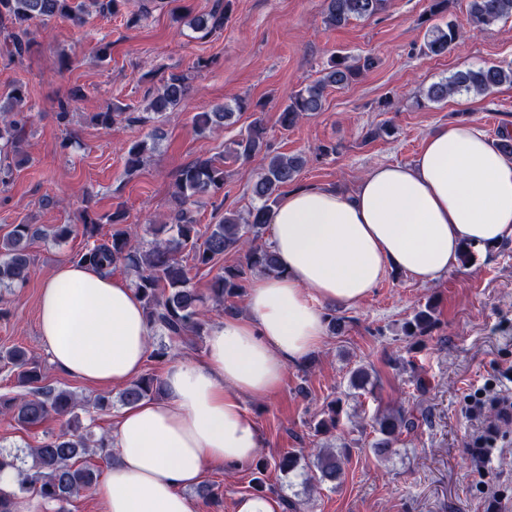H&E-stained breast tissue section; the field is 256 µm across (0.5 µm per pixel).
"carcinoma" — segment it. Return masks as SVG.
Returning <instances> with one entry per match:
<instances>
[{
  "instance_id": "obj_1",
  "label": "carcinoma",
  "mask_w": 512,
  "mask_h": 512,
  "mask_svg": "<svg viewBox=\"0 0 512 512\" xmlns=\"http://www.w3.org/2000/svg\"><path fill=\"white\" fill-rule=\"evenodd\" d=\"M387 0H323L325 24L333 29L346 26L352 20H369L379 14ZM449 0H428V6L419 17V24L428 28L429 37L421 47L426 55L441 56L450 52L461 37L458 26L448 21L441 26L436 20L448 16ZM126 0H0V22L4 37L0 54L12 61H20L31 46V27L46 24L53 19L69 20L81 24L83 16L93 8L104 15H118ZM229 8L227 0H216L212 11L206 15L179 14L176 19L195 32L209 35L224 27ZM512 18V0H469L467 21L471 28L483 31L490 26ZM375 66L370 56H353L334 52L322 69L320 77L288 95L287 103L279 113L280 126L288 130L305 117L324 110L325 92L331 87H347ZM190 77L172 73L156 93L149 97L145 114L134 116L126 109L114 105L97 112L92 120L112 128L122 122H157L173 111L189 92ZM512 85V64L502 67H480L453 74L450 78L431 84L425 99L442 103L454 94L475 93L489 96L499 87ZM28 96L25 85L18 83L0 99V149L19 152L28 116L19 109ZM261 107L244 97L233 103L217 106L209 112L196 114L194 121L200 132L211 131L234 123V118L248 110ZM151 150L148 142L139 141L127 152L126 165L132 171L141 166L144 155ZM226 153L237 161L259 160L258 172L251 186V195L257 204L248 209L247 216L227 210L217 224L203 228L198 224L193 206L201 195L214 197L224 193L228 173L224 165L212 159H200L183 168L177 177L173 193V208L157 232L167 234L164 239L143 243L134 239L123 224L124 213H112V234L106 240L93 242L78 261L87 263L97 271L109 275L121 265L135 275V290L143 303V310L150 331L165 336L171 342L194 346L204 335L205 322L201 310L202 299L190 287L188 257L196 266H213L225 255L234 252L242 255L235 264H226L212 279L209 291L214 302L223 307L224 314H238L237 300L246 291V283L253 272L266 275L281 273L277 256L263 242L268 224L267 215L278 203L282 189L294 182L299 171L307 164L301 154L292 156L274 152L266 139V129L260 119H255L246 132L235 139ZM82 223L62 224L55 228L54 237L65 239L75 232L88 238L97 235L99 220L88 209L81 213ZM35 235L32 225L17 224L0 237V287L10 289L26 282L31 271V258L27 242ZM436 307L430 301L419 308L413 318L403 326V334L420 338L430 336L438 327ZM0 359L11 365L17 383L29 388L23 395H0V414L10 417L22 429L38 427L50 418L65 420L66 428L50 434L25 455L19 452H0V472L13 469L17 484L10 490L0 488V512H17L23 495L39 497L47 503H63L82 492L93 489L101 471L90 462L97 455L112 463L111 443L107 436L95 437L83 425L77 414L81 409L88 413L104 412L111 402L98 396L81 403L67 389L43 383L41 364L29 351L14 347ZM375 386L371 371L359 365L349 372V387L372 392ZM165 395L163 379L154 373L141 375L129 383L121 393L125 406H133L145 399H159ZM340 400L327 402L314 424L316 434H334L340 424ZM418 426V419L405 410L376 411L371 428L374 441L371 450L385 459L394 452V446L403 433ZM349 446H323L311 456L304 457L287 452L274 462L275 469L287 476L300 462H305L317 484L336 486L344 475Z\"/></svg>"
}]
</instances>
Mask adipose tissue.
<instances>
[{
    "label": "adipose tissue",
    "instance_id": "adipose-tissue-1",
    "mask_svg": "<svg viewBox=\"0 0 512 512\" xmlns=\"http://www.w3.org/2000/svg\"><path fill=\"white\" fill-rule=\"evenodd\" d=\"M268 222L280 274L252 280L247 315L214 325L201 360L167 366L165 397L121 414L118 461L93 490L100 512H195L186 490L207 468L256 457L261 436L244 400L276 390L288 365L323 343L325 306L358 303L392 271L433 282L463 250L512 240V158L474 123H451L412 163L372 168L354 193L289 191ZM38 329L52 362L85 382L123 385L143 372L141 301L91 267L63 263L44 281Z\"/></svg>",
    "mask_w": 512,
    "mask_h": 512
}]
</instances>
